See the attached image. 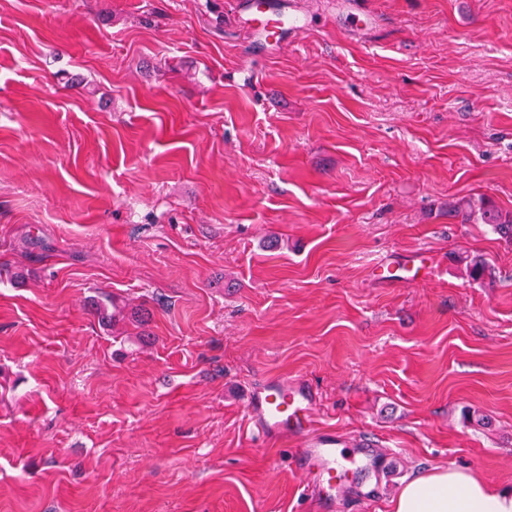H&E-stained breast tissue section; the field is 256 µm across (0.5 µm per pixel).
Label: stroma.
<instances>
[{
	"mask_svg": "<svg viewBox=\"0 0 512 512\" xmlns=\"http://www.w3.org/2000/svg\"><path fill=\"white\" fill-rule=\"evenodd\" d=\"M273 2L277 45L237 0H0V512L512 489V242L448 215L512 211V0ZM268 378L374 448L335 504L252 432Z\"/></svg>",
	"mask_w": 512,
	"mask_h": 512,
	"instance_id": "1",
	"label": "stroma"
}]
</instances>
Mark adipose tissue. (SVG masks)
Listing matches in <instances>:
<instances>
[{
  "label": "adipose tissue",
  "instance_id": "obj_1",
  "mask_svg": "<svg viewBox=\"0 0 512 512\" xmlns=\"http://www.w3.org/2000/svg\"><path fill=\"white\" fill-rule=\"evenodd\" d=\"M393 512H512V491L469 470L438 468L406 483Z\"/></svg>",
  "mask_w": 512,
  "mask_h": 512
}]
</instances>
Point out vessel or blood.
Here are the masks:
<instances>
[{
  "label": "vessel or blood",
  "mask_w": 512,
  "mask_h": 512,
  "mask_svg": "<svg viewBox=\"0 0 512 512\" xmlns=\"http://www.w3.org/2000/svg\"><path fill=\"white\" fill-rule=\"evenodd\" d=\"M242 21L244 29L260 32L267 38L280 39L283 31L296 26V19L272 10L263 0H246ZM315 402L307 384L285 383L269 379L252 386L245 407L254 431L264 437L306 436ZM374 455L366 443L341 447L335 436L308 439L299 452V468L318 482L317 494L335 498L345 478L367 469Z\"/></svg>",
  "instance_id": "obj_1"
}]
</instances>
